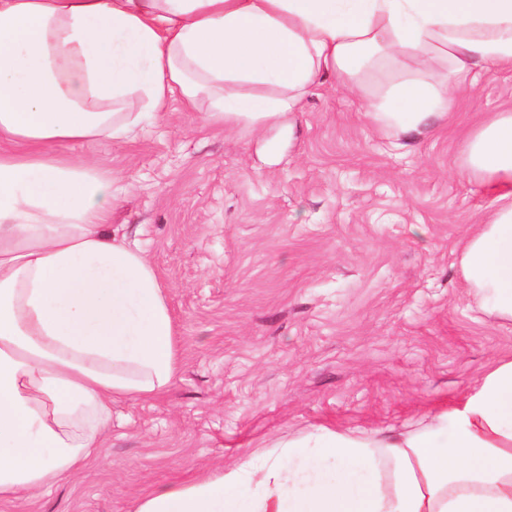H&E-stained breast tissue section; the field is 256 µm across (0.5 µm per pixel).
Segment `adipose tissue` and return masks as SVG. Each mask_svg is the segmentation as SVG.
<instances>
[{
    "label": "adipose tissue",
    "instance_id": "adipose-tissue-1",
    "mask_svg": "<svg viewBox=\"0 0 512 512\" xmlns=\"http://www.w3.org/2000/svg\"><path fill=\"white\" fill-rule=\"evenodd\" d=\"M404 61L387 95L368 94ZM487 64L512 68V0H0V504L99 460L113 401L177 374L164 286L110 230L115 177L61 144L126 142L174 95L259 128L324 76L364 94L375 124L421 131ZM130 98L141 110L117 111ZM459 151L494 195L462 272L512 323V112ZM135 512H512V357L417 424L295 436Z\"/></svg>",
    "mask_w": 512,
    "mask_h": 512
}]
</instances>
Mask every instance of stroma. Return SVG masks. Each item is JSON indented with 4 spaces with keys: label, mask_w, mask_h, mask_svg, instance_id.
Instances as JSON below:
<instances>
[{
    "label": "stroma",
    "mask_w": 512,
    "mask_h": 512,
    "mask_svg": "<svg viewBox=\"0 0 512 512\" xmlns=\"http://www.w3.org/2000/svg\"><path fill=\"white\" fill-rule=\"evenodd\" d=\"M208 109L175 100L133 142L69 145L119 179L112 228L166 287L178 374L113 402L99 461L0 512H133L291 436L418 422L512 356V324L478 310L459 264L493 196L458 149L512 110V71L465 75L419 133L374 124L330 77L260 129Z\"/></svg>",
    "instance_id": "obj_1"
}]
</instances>
